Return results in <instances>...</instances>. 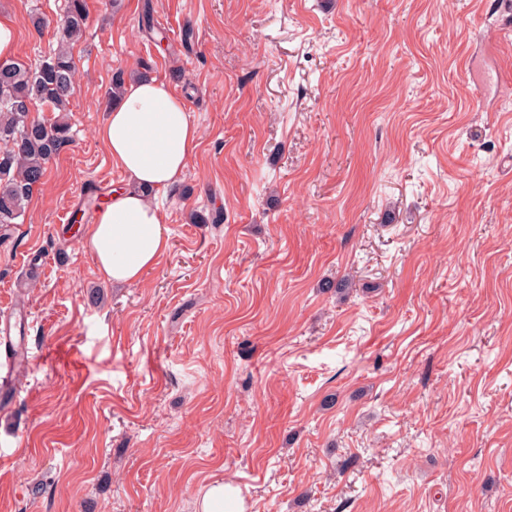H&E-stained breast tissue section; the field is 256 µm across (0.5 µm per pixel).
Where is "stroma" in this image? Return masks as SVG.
I'll use <instances>...</instances> for the list:
<instances>
[{
  "instance_id": "1",
  "label": "stroma",
  "mask_w": 512,
  "mask_h": 512,
  "mask_svg": "<svg viewBox=\"0 0 512 512\" xmlns=\"http://www.w3.org/2000/svg\"><path fill=\"white\" fill-rule=\"evenodd\" d=\"M86 4L73 140L0 234V512H197L220 478L245 512H512V0ZM65 6L0 0L16 59ZM143 68L200 140L151 195L168 252L115 287L80 240Z\"/></svg>"
}]
</instances>
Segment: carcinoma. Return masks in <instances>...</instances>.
Masks as SVG:
<instances>
[{
  "mask_svg": "<svg viewBox=\"0 0 512 512\" xmlns=\"http://www.w3.org/2000/svg\"><path fill=\"white\" fill-rule=\"evenodd\" d=\"M85 0H67L57 49L37 67L0 62V229L7 231L25 214L47 165L71 141L69 105L76 93L74 45L85 32ZM47 106L52 119L30 112Z\"/></svg>",
  "mask_w": 512,
  "mask_h": 512,
  "instance_id": "carcinoma-1",
  "label": "carcinoma"
}]
</instances>
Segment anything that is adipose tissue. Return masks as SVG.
<instances>
[{
  "instance_id": "1",
  "label": "adipose tissue",
  "mask_w": 512,
  "mask_h": 512,
  "mask_svg": "<svg viewBox=\"0 0 512 512\" xmlns=\"http://www.w3.org/2000/svg\"><path fill=\"white\" fill-rule=\"evenodd\" d=\"M97 136L127 185L99 208L82 244L104 281L133 285L170 247L171 230L146 192L181 177L200 133L168 84L136 78L123 85Z\"/></svg>"
}]
</instances>
